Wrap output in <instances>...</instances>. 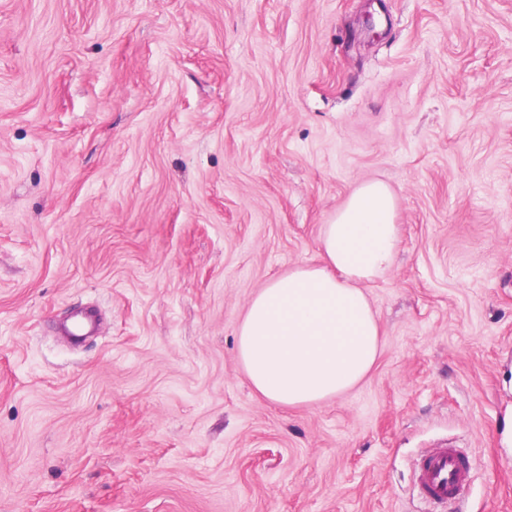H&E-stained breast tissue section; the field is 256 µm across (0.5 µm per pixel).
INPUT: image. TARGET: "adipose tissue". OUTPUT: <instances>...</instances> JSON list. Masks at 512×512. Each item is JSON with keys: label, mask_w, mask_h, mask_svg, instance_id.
I'll list each match as a JSON object with an SVG mask.
<instances>
[{"label": "adipose tissue", "mask_w": 512, "mask_h": 512, "mask_svg": "<svg viewBox=\"0 0 512 512\" xmlns=\"http://www.w3.org/2000/svg\"><path fill=\"white\" fill-rule=\"evenodd\" d=\"M395 198L359 185L323 225L317 265L297 264L251 299L237 329L239 361L254 389L280 406L320 403L359 385L380 352L364 291L392 266Z\"/></svg>", "instance_id": "obj_1"}]
</instances>
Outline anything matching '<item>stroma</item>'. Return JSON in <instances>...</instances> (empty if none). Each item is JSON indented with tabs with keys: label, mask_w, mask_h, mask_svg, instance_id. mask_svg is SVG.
<instances>
[{
	"label": "stroma",
	"mask_w": 512,
	"mask_h": 512,
	"mask_svg": "<svg viewBox=\"0 0 512 512\" xmlns=\"http://www.w3.org/2000/svg\"><path fill=\"white\" fill-rule=\"evenodd\" d=\"M373 180L378 360L274 405L237 327ZM448 439L512 512V0H0V512H431Z\"/></svg>",
	"instance_id": "stroma-1"
}]
</instances>
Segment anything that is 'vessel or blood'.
Here are the masks:
<instances>
[{
    "instance_id": "obj_1",
    "label": "vessel or blood",
    "mask_w": 512,
    "mask_h": 512,
    "mask_svg": "<svg viewBox=\"0 0 512 512\" xmlns=\"http://www.w3.org/2000/svg\"><path fill=\"white\" fill-rule=\"evenodd\" d=\"M415 481L420 496L441 508L462 501L471 483V470L453 444H444L424 453L418 460Z\"/></svg>"
}]
</instances>
